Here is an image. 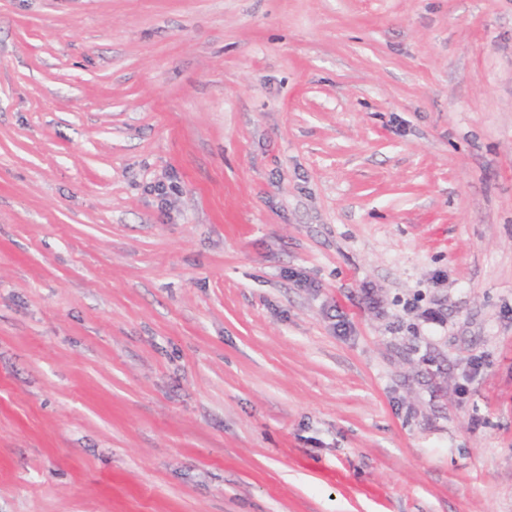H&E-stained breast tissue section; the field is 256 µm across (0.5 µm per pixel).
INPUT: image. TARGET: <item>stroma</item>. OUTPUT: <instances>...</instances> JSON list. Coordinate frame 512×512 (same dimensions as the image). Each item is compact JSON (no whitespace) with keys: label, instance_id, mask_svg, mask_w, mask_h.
<instances>
[{"label":"stroma","instance_id":"1","mask_svg":"<svg viewBox=\"0 0 512 512\" xmlns=\"http://www.w3.org/2000/svg\"><path fill=\"white\" fill-rule=\"evenodd\" d=\"M0 512H512V0H0Z\"/></svg>","mask_w":512,"mask_h":512}]
</instances>
